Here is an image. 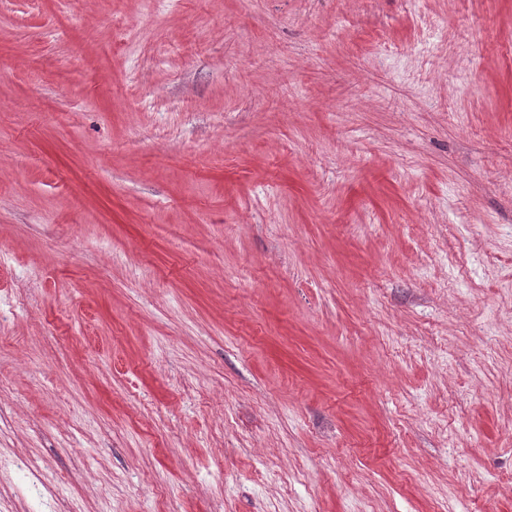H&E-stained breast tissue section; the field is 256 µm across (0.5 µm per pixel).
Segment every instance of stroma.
<instances>
[{
  "label": "stroma",
  "instance_id": "stroma-1",
  "mask_svg": "<svg viewBox=\"0 0 512 512\" xmlns=\"http://www.w3.org/2000/svg\"><path fill=\"white\" fill-rule=\"evenodd\" d=\"M0 512H512V0H0Z\"/></svg>",
  "mask_w": 512,
  "mask_h": 512
}]
</instances>
